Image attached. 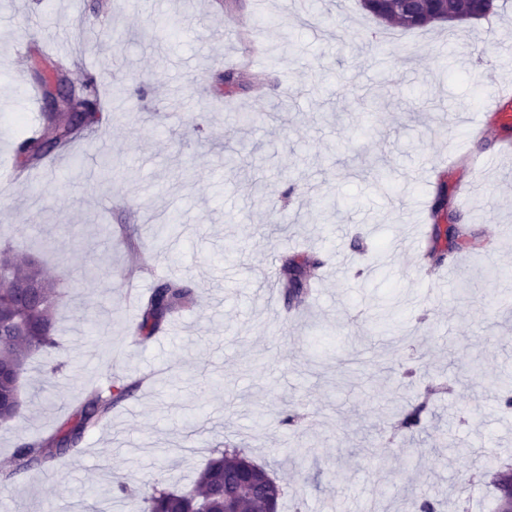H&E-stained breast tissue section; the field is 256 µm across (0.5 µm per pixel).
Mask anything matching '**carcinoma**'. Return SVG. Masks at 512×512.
Listing matches in <instances>:
<instances>
[{
	"instance_id": "carcinoma-1",
	"label": "carcinoma",
	"mask_w": 512,
	"mask_h": 512,
	"mask_svg": "<svg viewBox=\"0 0 512 512\" xmlns=\"http://www.w3.org/2000/svg\"><path fill=\"white\" fill-rule=\"evenodd\" d=\"M486 0H448L429 6L428 15L406 17L401 14V0H360L361 8L380 22L404 30L424 28L436 23L439 15H448L447 22L485 16ZM224 95L245 90L238 72L224 71ZM79 95L64 100L57 112H44L42 118L51 136L42 134L23 139L16 150V166L25 172L39 166L55 151L71 148L89 135L102 120L101 102L96 80L92 77L78 86ZM447 183H439L431 208L433 233L422 257L423 267L434 271L443 266L448 253L468 249L472 257L482 256V244L468 238L458 224L459 216L445 212ZM450 219L453 224L441 231L440 223ZM322 266L318 258L296 254L285 258L277 277L283 288L287 307L302 306L311 294L315 281L311 269ZM36 280L41 285L40 304L18 309L13 302V284ZM59 293L57 281L47 277L39 261L32 256L21 257L6 249L0 252V360L26 372L29 360L58 347L54 334L55 309ZM193 301L192 290L180 280H164L156 285L141 306L135 335L147 341L158 333L177 312ZM131 388H118L108 396L99 389L90 390L71 415L48 436L26 442L16 449L14 468L3 480L21 472L44 469L65 456L78 451L85 434L107 420L112 409L129 396ZM21 395L11 380L0 382V427H7L21 415L22 404L12 403ZM427 402H415L395 410L398 426L407 431L421 428ZM283 489L267 477L266 469L255 463L242 450L218 451L199 471L193 485L185 490L154 487L142 499L139 512H264L266 504L280 501Z\"/></svg>"
}]
</instances>
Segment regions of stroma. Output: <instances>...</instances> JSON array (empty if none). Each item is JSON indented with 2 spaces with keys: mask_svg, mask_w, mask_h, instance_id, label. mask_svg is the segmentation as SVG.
Instances as JSON below:
<instances>
[{
  "mask_svg": "<svg viewBox=\"0 0 512 512\" xmlns=\"http://www.w3.org/2000/svg\"><path fill=\"white\" fill-rule=\"evenodd\" d=\"M457 25L405 31L358 0H0V168L40 115L27 101L48 53L81 83L124 87L101 138L0 188V246L40 254L59 279L58 349L35 356L25 407L0 429V473L88 389L132 384L80 453L0 481V512H82L85 488L190 487L213 450L237 447L285 489L279 512H486L477 468L512 462V126L473 128L487 75H512V0ZM238 65L247 89L224 96ZM495 164L462 208L469 166ZM482 261L436 273L393 245L427 238L438 182ZM323 260L318 295L287 310L273 264ZM179 279L194 305L143 343L124 287ZM417 350L421 379L393 367ZM437 387L419 431L392 410ZM303 414L295 427L284 410ZM467 447L452 456L445 440ZM311 442L314 452H298Z\"/></svg>",
  "mask_w": 512,
  "mask_h": 512,
  "instance_id": "35a3bbf8",
  "label": "stroma"
}]
</instances>
